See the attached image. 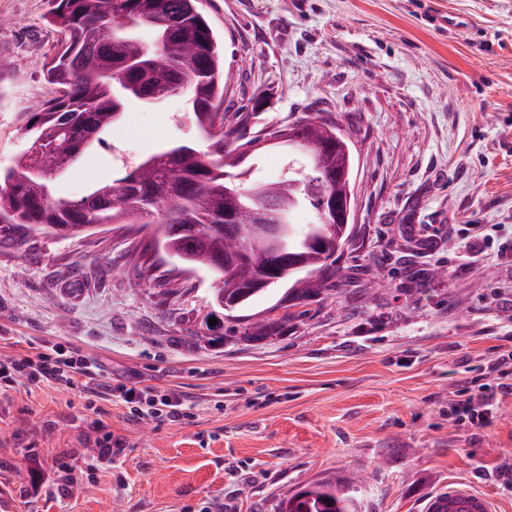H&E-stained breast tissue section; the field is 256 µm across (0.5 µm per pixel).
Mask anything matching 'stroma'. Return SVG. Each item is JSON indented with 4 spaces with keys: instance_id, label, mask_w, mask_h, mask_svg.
Here are the masks:
<instances>
[{
    "instance_id": "stroma-1",
    "label": "stroma",
    "mask_w": 512,
    "mask_h": 512,
    "mask_svg": "<svg viewBox=\"0 0 512 512\" xmlns=\"http://www.w3.org/2000/svg\"><path fill=\"white\" fill-rule=\"evenodd\" d=\"M52 0H0V167L56 95L42 64ZM224 46L228 117L288 167L276 132L335 124L354 159L357 234L332 294L285 288L228 312L215 281L129 224L60 238L0 226V359L58 343L100 383L186 393V417H134L120 398L18 383L0 390V512H280L343 486L354 512H420L451 480L512 512V394L491 423L448 413L462 382L494 383L512 348V0H199ZM456 15L465 27L438 29ZM183 100L130 105L57 183L77 199L125 160L199 139ZM265 324L257 337L256 324ZM122 439L112 463L101 442ZM68 469L71 493H33Z\"/></svg>"
}]
</instances>
